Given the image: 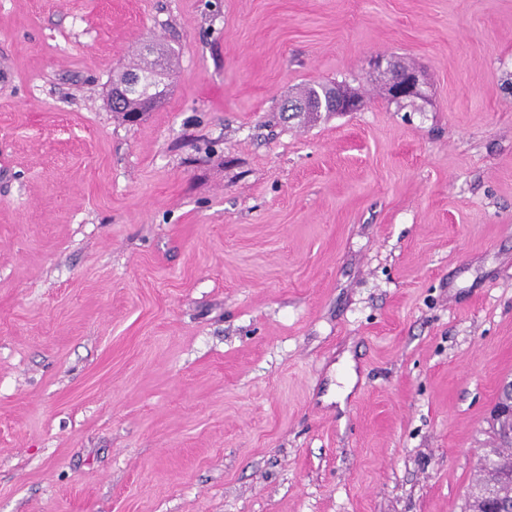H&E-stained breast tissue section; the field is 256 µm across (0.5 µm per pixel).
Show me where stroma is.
Returning a JSON list of instances; mask_svg holds the SVG:
<instances>
[{"mask_svg": "<svg viewBox=\"0 0 512 512\" xmlns=\"http://www.w3.org/2000/svg\"><path fill=\"white\" fill-rule=\"evenodd\" d=\"M508 378L512 0H0V512H464ZM393 69L407 68L404 72L390 77L386 82V89L389 95L397 98L415 97L421 94L423 84L422 74L419 70L409 69V66L399 62L392 63ZM157 67L150 70L128 69L122 72L118 83H124L129 75H136L139 80L132 86L127 87V97L119 107L112 105L114 112H145L157 105L163 97L164 80L170 68L167 66ZM150 104H146V100ZM336 86L345 87L341 84L318 83L308 85L300 91L296 102L301 105L300 112L306 107L304 112H356L361 108L358 97L351 98L343 88L337 92L336 106Z\"/></svg>", "mask_w": 512, "mask_h": 512, "instance_id": "1", "label": "stroma"}]
</instances>
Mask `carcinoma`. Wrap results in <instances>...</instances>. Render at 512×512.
I'll return each mask as SVG.
<instances>
[{"label": "carcinoma", "instance_id": "obj_1", "mask_svg": "<svg viewBox=\"0 0 512 512\" xmlns=\"http://www.w3.org/2000/svg\"><path fill=\"white\" fill-rule=\"evenodd\" d=\"M169 68L136 70L128 69L122 72L120 82L135 75L138 82L127 87V97L119 107H112L114 112H145L157 105L163 97L164 80ZM297 103L309 112L336 111V83H318L308 85L297 96ZM497 446L487 449L485 461L491 466L484 467L486 478L478 483L468 493L466 510H471L475 502L486 492L496 495L497 512H512V421L492 418Z\"/></svg>", "mask_w": 512, "mask_h": 512}]
</instances>
